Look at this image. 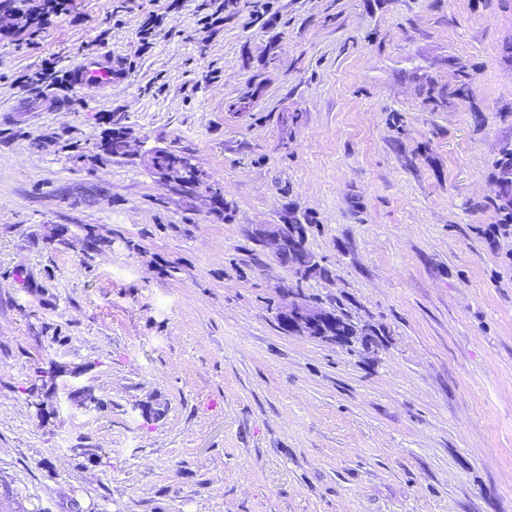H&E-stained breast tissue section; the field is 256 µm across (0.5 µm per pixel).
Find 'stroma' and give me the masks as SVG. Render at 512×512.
Wrapping results in <instances>:
<instances>
[{
  "label": "stroma",
  "instance_id": "stroma-1",
  "mask_svg": "<svg viewBox=\"0 0 512 512\" xmlns=\"http://www.w3.org/2000/svg\"><path fill=\"white\" fill-rule=\"evenodd\" d=\"M209 12L0 10V512H512V0ZM104 52L96 96L22 85ZM292 218L305 276L252 237ZM293 286L361 336L284 332ZM5 4L24 24L17 26L7 35L19 36L29 27L44 28L56 18L69 13L73 0H8ZM112 144V156L118 157L125 154L127 146V128L120 114L112 113V140H108L105 149L109 151ZM115 144H118L117 147Z\"/></svg>",
  "mask_w": 512,
  "mask_h": 512
}]
</instances>
